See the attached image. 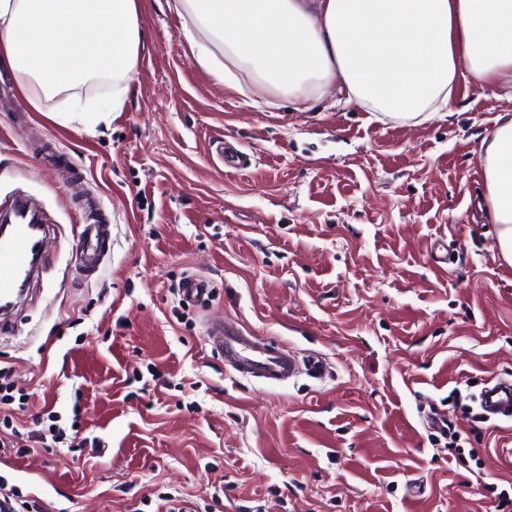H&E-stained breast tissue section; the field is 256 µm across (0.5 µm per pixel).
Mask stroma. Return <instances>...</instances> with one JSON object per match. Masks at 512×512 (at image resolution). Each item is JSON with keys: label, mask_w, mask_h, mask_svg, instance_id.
<instances>
[{"label": "stroma", "mask_w": 512, "mask_h": 512, "mask_svg": "<svg viewBox=\"0 0 512 512\" xmlns=\"http://www.w3.org/2000/svg\"><path fill=\"white\" fill-rule=\"evenodd\" d=\"M122 111L87 130L32 111L0 72V203L46 215L43 266L0 334L30 398L20 432L58 412L103 453L30 442L0 474L41 512H512V422L474 400L512 380V265L485 218L479 145L511 104L460 78L452 114L380 122L337 92L297 103L224 88L195 63L165 0ZM221 138L248 154L231 169ZM111 226L78 268L74 221ZM453 261L440 268L435 250ZM211 291L180 323L184 276ZM277 340L321 375L241 377L204 339L212 312ZM160 375L156 388L140 380ZM445 413L477 462L423 423Z\"/></svg>", "instance_id": "stroma-1"}]
</instances>
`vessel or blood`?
I'll use <instances>...</instances> for the list:
<instances>
[{"instance_id": "b4317fda", "label": "vessel or blood", "mask_w": 512, "mask_h": 512, "mask_svg": "<svg viewBox=\"0 0 512 512\" xmlns=\"http://www.w3.org/2000/svg\"><path fill=\"white\" fill-rule=\"evenodd\" d=\"M13 227L0 238V298L22 299L18 289L22 278L33 277L39 263L34 253L40 239L30 224L33 209L27 198L17 196L6 206ZM82 270L98 268L109 251V225L90 217H82L76 230ZM205 340L217 355L239 373L269 383L286 381L299 371L297 355L266 337L257 335L239 322L216 314L206 323ZM482 406L486 414L512 419V383L501 381L484 392Z\"/></svg>"}]
</instances>
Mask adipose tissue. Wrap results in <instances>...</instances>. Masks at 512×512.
<instances>
[{"mask_svg":"<svg viewBox=\"0 0 512 512\" xmlns=\"http://www.w3.org/2000/svg\"><path fill=\"white\" fill-rule=\"evenodd\" d=\"M196 63L225 87L243 78L308 102L401 121L451 111L459 72L512 100V0H167ZM144 33L139 0H0V64L33 108L112 76L121 111ZM487 215L512 264V113L480 146Z\"/></svg>","mask_w":512,"mask_h":512,"instance_id":"ef3b65f1","label":"adipose tissue"}]
</instances>
